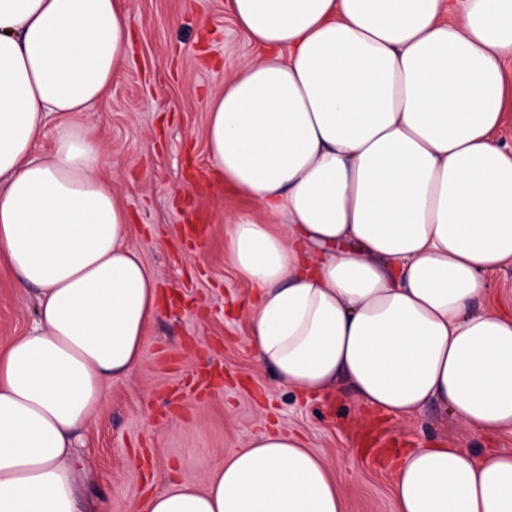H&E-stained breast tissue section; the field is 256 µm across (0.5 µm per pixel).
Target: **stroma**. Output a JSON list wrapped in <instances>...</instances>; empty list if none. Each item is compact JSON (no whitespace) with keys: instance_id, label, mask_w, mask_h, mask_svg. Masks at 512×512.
Instances as JSON below:
<instances>
[{"instance_id":"1","label":"stroma","mask_w":512,"mask_h":512,"mask_svg":"<svg viewBox=\"0 0 512 512\" xmlns=\"http://www.w3.org/2000/svg\"><path fill=\"white\" fill-rule=\"evenodd\" d=\"M129 54L112 90L85 116L108 159L105 176L130 216V244L166 301L140 365L111 386L77 455L93 507L142 512L173 479L202 482L223 456L272 426L304 436L333 468L346 512H395L381 453L447 442L474 452L512 448L448 421L435 403L413 422L365 412L348 391L305 398L258 361L249 337L251 288L224 254V220L247 203L208 175V97L258 55L226 0H120ZM204 216L202 241L185 216ZM35 299L0 269V346L27 333Z\"/></svg>"}]
</instances>
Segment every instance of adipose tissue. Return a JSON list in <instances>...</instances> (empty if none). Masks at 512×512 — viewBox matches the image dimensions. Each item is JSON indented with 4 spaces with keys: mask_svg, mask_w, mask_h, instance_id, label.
I'll return each instance as SVG.
<instances>
[{
    "mask_svg": "<svg viewBox=\"0 0 512 512\" xmlns=\"http://www.w3.org/2000/svg\"><path fill=\"white\" fill-rule=\"evenodd\" d=\"M227 2L260 53L210 95L205 138L252 203L224 250L256 291L258 360L305 395L343 381L381 414L435 402L512 432V306L484 283L512 268V0ZM129 42L116 0H0V264L37 291L35 326L0 351V512H82L73 448L158 312L84 120ZM388 463L395 512H512V448ZM143 510L345 512L329 465L281 429Z\"/></svg>",
    "mask_w": 512,
    "mask_h": 512,
    "instance_id": "1",
    "label": "adipose tissue"
}]
</instances>
